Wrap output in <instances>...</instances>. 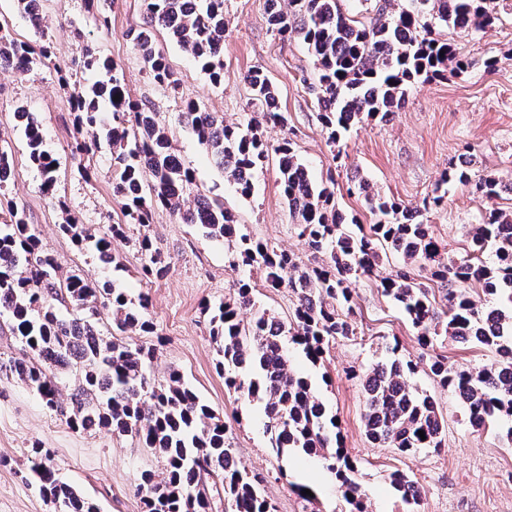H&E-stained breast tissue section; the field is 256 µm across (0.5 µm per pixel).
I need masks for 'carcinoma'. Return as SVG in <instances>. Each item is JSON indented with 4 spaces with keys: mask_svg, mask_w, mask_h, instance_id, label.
Wrapping results in <instances>:
<instances>
[{
    "mask_svg": "<svg viewBox=\"0 0 512 512\" xmlns=\"http://www.w3.org/2000/svg\"><path fill=\"white\" fill-rule=\"evenodd\" d=\"M144 2L133 44L154 82L178 86L167 58L155 47V31L162 28L190 52L213 84H223L224 0H192L189 7L185 0ZM393 2L375 0L373 16L361 21L343 11L341 0H266L268 29L283 37L296 35L313 57L316 79L309 89L333 148L352 126L383 120L401 109L418 82L467 68L451 39L435 27L448 34L482 30L494 23L497 6V0H411V8L396 11ZM49 56L47 44L18 41L0 30V59L16 73H28ZM95 62L94 51L85 46L57 69H86ZM244 81L255 110L243 120L227 123L224 116L190 101L180 122L244 197L253 193L254 179L270 156L277 157L297 238L312 253L325 256L318 265L302 267L287 251L241 233L222 201L198 193L191 171L173 153L159 113L150 103L130 98L123 75L109 61H103L99 80L71 94V105L79 127L96 130L91 140L76 142V150L87 156L103 147L112 150V195L131 220L148 227L154 208L161 206L203 236L233 243L241 265L259 268L269 287H284L295 295L293 316L286 323L258 304L255 287L245 281L238 282L233 298L208 306L216 366L229 388L261 404L269 450L277 457L298 450L322 458L340 482L348 512H367L354 479L357 467L344 452L336 418L311 379L290 367L287 347L290 342L301 346L315 366L336 340L356 335L351 282L373 273L391 254L401 257L402 266L382 279V292L404 311L421 345H433L444 314L445 332L456 342L495 353L493 364L462 370L448 368L444 358L435 356L429 370L463 405L473 430L501 421L512 443V212L486 209L481 223L468 232L471 251L452 258L420 209L358 180L354 189L364 195L372 224L355 234L349 225L356 220H347L336 207L335 180L314 184L289 137L276 144L263 138L262 127L269 123L288 128L271 80L256 68ZM102 101L110 106V123L102 119ZM13 118L24 130L30 161L42 171L44 192L55 196L56 165L43 149L40 121L23 107L15 109ZM146 172L151 179L144 178ZM441 182L470 186L491 204L512 191V182L473 171L469 160L449 166ZM7 210L9 219L0 224V317H7L12 333L30 353L9 359L10 373L36 390L47 409L71 428L130 436L164 459L161 479L151 471L141 474L143 512H274L263 495L262 478L235 463L224 420L179 373L153 377L155 348L125 340L128 333L153 332L147 298L134 299L115 282L95 284L80 272L59 278L52 254L24 209L9 202ZM60 229L79 246L89 240L83 226L71 219ZM124 236V225L112 224L94 239V248L113 261L112 240ZM138 245L141 277L163 278L170 265L151 236H142ZM488 251L490 262L484 259ZM415 268L445 290L443 313L437 311L432 289L414 277ZM475 289L496 305L477 303L471 295ZM104 312L110 320L106 331L99 329ZM416 370L413 360L396 357L363 375V422L372 443L403 454L442 446L444 424L437 403L414 387ZM63 372L74 376L65 397L58 378ZM30 473L41 496L60 512H96L56 477L41 448L31 449ZM391 484L406 512H419L417 482L395 472Z\"/></svg>",
    "mask_w": 512,
    "mask_h": 512,
    "instance_id": "1",
    "label": "carcinoma"
}]
</instances>
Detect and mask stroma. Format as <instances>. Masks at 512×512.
<instances>
[{
  "label": "stroma",
  "mask_w": 512,
  "mask_h": 512,
  "mask_svg": "<svg viewBox=\"0 0 512 512\" xmlns=\"http://www.w3.org/2000/svg\"><path fill=\"white\" fill-rule=\"evenodd\" d=\"M98 7L92 13L85 0H43L45 37L53 47V61L39 62L25 76L0 69V146L11 152L14 168L12 182L0 189V200L25 210L61 273L79 271L100 284L119 282L130 295L148 296L147 316L155 332L129 335V342L156 346L154 376L160 379L169 371H179L224 419L239 465L264 475V495L277 512H341L343 499L335 474L317 457L272 454L259 404L229 389L215 368L204 303L233 297L238 281L245 280L256 284V296L265 307L286 320L293 312L294 296L288 289L267 287L259 270L234 266L233 246L202 237L165 209L156 210L150 229L129 223L112 194L111 151L102 150L88 165L70 152L76 118L69 90L85 85L93 74L74 72L63 85L54 65L83 45L110 59L123 74L132 98L150 101L159 112L174 152L190 168L201 192L223 199L242 232L294 253L300 265H310L314 257L295 233L280 194L276 164H267L255 178L252 196L242 197L179 121L190 100L223 113L227 122L241 120L252 109L243 77L261 67L288 115L287 127H263L268 142L291 133L312 181L319 184L335 177L337 205L364 225L370 224L371 216L363 196L349 192L350 177L362 178L382 194L414 207L427 196L446 193V205L425 214L424 220L448 254L460 258L469 251L468 227L481 221L486 205L469 187L442 185L440 175L465 156L473 159L477 170L512 181V11H501L493 27L456 37V48L470 62L464 73L416 84L402 109L390 119L356 125L344 134L335 152L326 142L314 97L305 84L313 76V60L302 40L281 39L270 32L265 0H224L221 85H213L178 44L158 37L156 47L179 80L175 91L149 78L133 46L132 33L142 22L144 0H99ZM100 12L109 17L108 26L99 24ZM490 57L496 61L491 70L485 66ZM19 105L42 120L44 148L56 161L58 197L41 190L43 176L30 162L24 135L12 118ZM69 217L95 237L109 225H125V239L113 243L121 268L104 265L91 245L77 246L64 234L60 226ZM146 232L171 265L167 277L148 284L137 280L142 259L137 240ZM398 264V257L390 256L372 275L354 283V339L337 341L317 368L299 349L290 348V365L311 377L335 415L343 446L357 465L355 480L366 495L368 512H403L390 479L397 470L418 483L420 512H512V446L504 439L505 425L497 422L488 430L473 431L461 403L428 369L430 358L437 354L455 369L488 366L495 356L444 335L433 347L420 346L404 313L380 288L381 278ZM393 344L399 346L400 356L418 362L413 381L439 404L445 425L444 446L439 450L402 454L370 443L365 435L359 376L388 358ZM34 447L49 451L58 477L96 504L98 512H142L140 475L146 470L162 472L165 465L134 438L72 429L46 409L34 390L0 372V512H56L29 478ZM296 483L313 489V502L293 491Z\"/></svg>",
  "instance_id": "1"
}]
</instances>
